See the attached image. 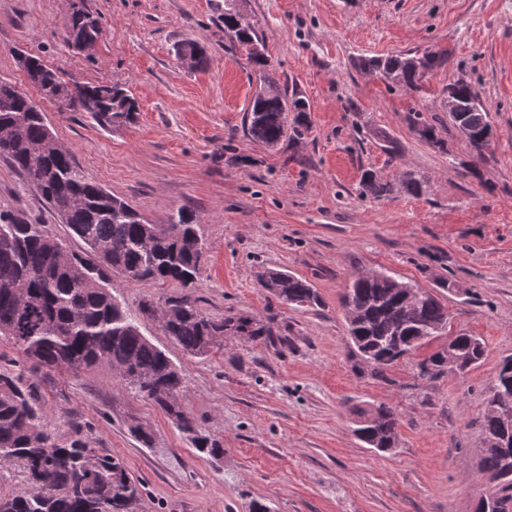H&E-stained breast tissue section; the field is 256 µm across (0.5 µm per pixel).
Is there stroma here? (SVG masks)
<instances>
[{
	"instance_id": "obj_1",
	"label": "stroma",
	"mask_w": 512,
	"mask_h": 512,
	"mask_svg": "<svg viewBox=\"0 0 512 512\" xmlns=\"http://www.w3.org/2000/svg\"><path fill=\"white\" fill-rule=\"evenodd\" d=\"M235 6L262 36L275 85L309 106L301 135L272 149L244 124L259 81L224 33V0H0V79L26 88L85 174L146 219L163 224L178 208L193 211L205 254L192 297L203 312L276 333L271 342L228 336L223 349L192 357L156 324L143 328L181 369L182 408L223 455L198 452L106 366L75 376L36 369L0 338V372L35 383L57 440L78 427L125 461L145 486L138 512H251L257 502L272 512H475L486 490L482 420L498 364L512 355V0ZM77 10L103 29L88 51L65 39ZM187 40L205 44L207 68L177 59ZM411 50L443 57L413 88L355 66ZM21 51L64 82L124 84L139 103L136 122L104 129L60 112L28 85ZM461 77L490 108L494 140L484 160L444 108ZM390 141L397 153L386 150ZM406 170L424 179L421 194L403 189ZM367 171L388 192H366ZM0 210L45 225L71 251L85 249L3 156ZM266 269L306 279L321 306L281 303L258 283ZM373 270L436 292L447 335L483 340L480 365L423 376L428 345L384 376L359 369L341 296L353 275ZM182 291L174 281L112 278L113 295L133 312ZM372 404L397 414L391 451L352 432L354 409ZM132 418L148 424L152 447L128 433Z\"/></svg>"
}]
</instances>
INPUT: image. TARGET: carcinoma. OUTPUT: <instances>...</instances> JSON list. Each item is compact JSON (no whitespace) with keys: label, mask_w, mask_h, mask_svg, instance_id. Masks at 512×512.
Masks as SVG:
<instances>
[{"label":"carcinoma","mask_w":512,"mask_h":512,"mask_svg":"<svg viewBox=\"0 0 512 512\" xmlns=\"http://www.w3.org/2000/svg\"><path fill=\"white\" fill-rule=\"evenodd\" d=\"M224 32L247 54V60L265 71V46L254 27L244 21L224 0ZM194 67L204 68L206 48L191 40L183 45ZM32 84L44 95H55L63 85L57 72L33 55ZM442 55L425 52L420 66L433 69ZM358 66L383 74L390 81L412 86L418 67L407 54L385 58L364 57ZM16 84L0 79V125L13 127L10 143L0 144V155L22 171L45 201L68 224L72 234L86 246L72 253L73 262L62 260L64 244L51 236L43 224L0 213V336L35 366L76 375L107 365L135 394L157 406L180 431L194 434L193 445L212 457L223 454L218 442L194 430L181 408L182 377L167 354L142 332L154 319L155 305L144 302L139 312L127 310L112 295V275L131 283L177 281L185 288L197 284L204 243L199 221L185 208L172 213L167 223L151 224L127 202L112 195L89 178L69 151L47 142V123L41 109ZM306 111L305 103L287 93L259 92L245 116L252 139L274 148L288 134V113ZM139 105L131 92L112 85V97L99 100L86 112L99 127L108 115L135 121ZM475 139L470 147L483 159L490 144L478 139L491 125L485 105L468 110ZM262 287L280 301L297 307L321 304L311 284L294 275L269 270L259 275ZM404 282L384 272L356 275L342 296L344 308L353 314L347 322L351 343L362 367L382 375L395 365L393 353L401 340L414 346L429 344L448 323V312L439 298L428 295L411 303L402 299ZM177 310L175 320L162 327L165 335L188 355L203 357L224 347V336H271L273 331L249 319L227 316L215 320L188 295L169 297ZM485 354L483 341L461 335L456 341L460 369L478 366ZM421 371L431 378L448 372L445 358L434 351ZM360 440L387 452L398 442L395 410L385 405L354 411ZM131 436L147 448L152 434L143 422H127ZM484 456L480 470L499 481L487 497L500 506L512 503V456L498 443L503 433L512 434V357L500 363L496 385L483 422ZM21 462L28 486L7 496L0 495V512H133L142 495L141 483L129 477L124 461L93 448L81 434L60 443L48 429L36 387L19 375L0 373V460Z\"/></svg>","instance_id":"carcinoma-1"}]
</instances>
